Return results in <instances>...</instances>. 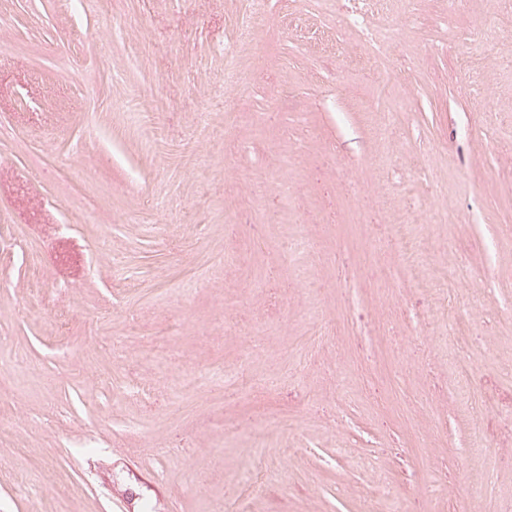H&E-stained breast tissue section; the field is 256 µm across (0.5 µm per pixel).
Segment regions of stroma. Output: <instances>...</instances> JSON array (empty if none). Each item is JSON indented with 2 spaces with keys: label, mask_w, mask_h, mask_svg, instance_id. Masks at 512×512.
<instances>
[{
  "label": "stroma",
  "mask_w": 512,
  "mask_h": 512,
  "mask_svg": "<svg viewBox=\"0 0 512 512\" xmlns=\"http://www.w3.org/2000/svg\"><path fill=\"white\" fill-rule=\"evenodd\" d=\"M360 4L0 0V512H512V23Z\"/></svg>",
  "instance_id": "stroma-1"
}]
</instances>
